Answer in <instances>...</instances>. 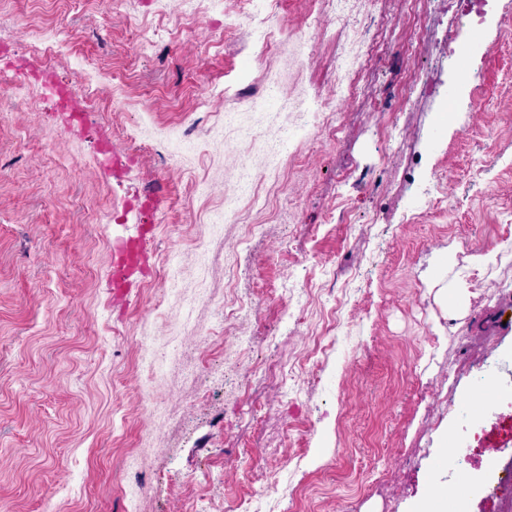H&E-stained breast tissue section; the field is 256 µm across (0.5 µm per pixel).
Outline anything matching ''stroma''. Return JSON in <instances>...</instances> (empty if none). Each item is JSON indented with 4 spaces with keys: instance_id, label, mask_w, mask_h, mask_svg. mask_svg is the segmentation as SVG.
<instances>
[{
    "instance_id": "1",
    "label": "stroma",
    "mask_w": 512,
    "mask_h": 512,
    "mask_svg": "<svg viewBox=\"0 0 512 512\" xmlns=\"http://www.w3.org/2000/svg\"><path fill=\"white\" fill-rule=\"evenodd\" d=\"M345 12L0 0V512H409L488 456L506 478L512 0ZM462 278L451 318L435 284ZM481 377L497 400L461 418Z\"/></svg>"
}]
</instances>
